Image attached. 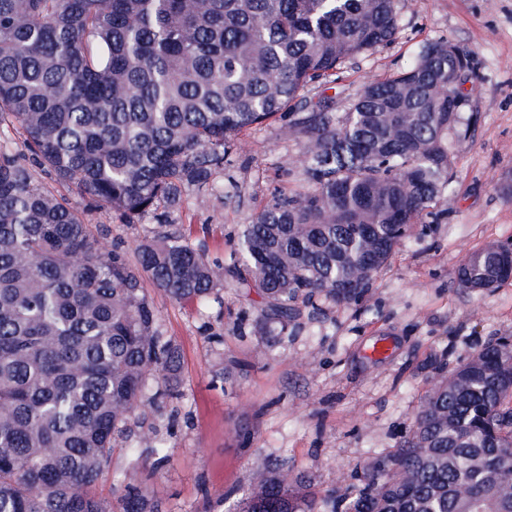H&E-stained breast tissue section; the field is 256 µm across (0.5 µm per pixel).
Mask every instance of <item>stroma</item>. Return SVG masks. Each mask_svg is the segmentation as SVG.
<instances>
[{"label":"stroma","instance_id":"stroma-1","mask_svg":"<svg viewBox=\"0 0 512 512\" xmlns=\"http://www.w3.org/2000/svg\"><path fill=\"white\" fill-rule=\"evenodd\" d=\"M395 40L350 60L327 89L354 98L371 79L405 69L421 46L447 38L467 49L473 72L461 111L467 135L453 138V199L439 223L416 225L362 301L303 318L268 346L257 296L228 292L223 307L198 310L161 293L153 299L165 335L183 353L181 399L157 418L169 459L133 462L131 441L115 442L100 491L137 467L141 490L162 512H232L242 493L285 459L319 493H344L357 468L395 448L425 393L492 337L512 336V279L493 293L465 292L452 272L475 250L512 240V0H398ZM304 143L287 119L243 136L217 177L234 181L236 202L194 193L169 215L211 259L223 260L253 209L279 191L302 189ZM103 248L132 250L155 220L127 224L87 212ZM223 382H214L215 373Z\"/></svg>","mask_w":512,"mask_h":512}]
</instances>
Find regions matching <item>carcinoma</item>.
Returning a JSON list of instances; mask_svg holds the SVG:
<instances>
[{
	"label": "carcinoma",
	"mask_w": 512,
	"mask_h": 512,
	"mask_svg": "<svg viewBox=\"0 0 512 512\" xmlns=\"http://www.w3.org/2000/svg\"><path fill=\"white\" fill-rule=\"evenodd\" d=\"M396 30L395 0H0V128L32 159L0 146V512H161L132 481L97 493L116 437L169 457L147 420L181 397V353L149 288L202 307L254 293L275 342L318 301L358 304L413 227L440 220L468 52L429 41L347 103L301 98ZM285 114L307 188L252 212L216 264L168 215L216 191L235 138ZM42 164L92 208L153 215L152 237L104 250L39 184ZM510 258L511 242L486 245L453 281L491 293ZM499 341L426 393L409 437L349 494L319 497L280 461L238 512H512V350Z\"/></svg>",
	"instance_id": "cac0c4a2"
}]
</instances>
